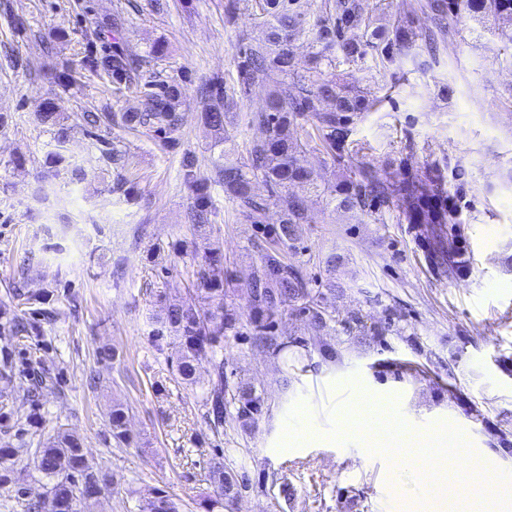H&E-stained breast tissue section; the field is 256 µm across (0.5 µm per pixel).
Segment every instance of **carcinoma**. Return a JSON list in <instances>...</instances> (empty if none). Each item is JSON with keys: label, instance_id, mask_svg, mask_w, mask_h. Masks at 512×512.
<instances>
[{"label": "carcinoma", "instance_id": "cac0c4a2", "mask_svg": "<svg viewBox=\"0 0 512 512\" xmlns=\"http://www.w3.org/2000/svg\"><path fill=\"white\" fill-rule=\"evenodd\" d=\"M250 11L252 19L262 29V39L245 45L237 64L238 87L220 83L207 90L203 101V123L220 134L216 145L221 147L213 162V175L203 176L196 160L186 156L182 160L185 183L193 194V203L187 213L188 226L195 231L211 229L213 206L212 186L219 185L238 205L241 213L253 224L263 223L267 200L256 197L252 181L260 178L269 185L281 219L274 231V245L260 255L248 288L245 289L246 312L241 314L224 307V279L219 240H214L204 261L192 270L197 288L180 304L168 305L152 318L153 336L170 339L177 345L176 361L169 366L184 383H196L198 365L206 362L212 367L207 385L202 387V401L207 408L210 425L215 430L224 428L226 418L246 425L263 412L265 390H257L251 383L232 385L224 372V336L237 332L242 321L252 326V347L259 352L279 354L286 348L275 335V318L289 301L300 304L307 314L312 335L318 336L332 315L315 302L302 273L288 265L287 252L299 237V225L308 223L306 200L293 194L295 185L308 186L323 198L326 207L336 213L349 214L369 209L374 202L392 203L389 185L382 182L377 172L365 166L357 179H343L332 185L304 161L307 144L290 134V127L299 121L311 125L315 140L326 152H333L348 141L353 118L370 111L374 101L362 91H351L340 83L338 68L344 64L372 59L375 68L388 69L397 59L412 53L436 55L441 42L448 36L445 20L448 15L479 14L512 26V0H425L415 6L402 0L404 13L415 9L430 15L435 26L416 31L404 24L402 16L395 17L391 27L374 25L371 15L365 13L363 0H321L318 18L309 23L304 0H227L224 12L233 18L240 2ZM311 25L312 52L310 67L297 68L290 42L295 33ZM91 67L100 69L117 81L126 79L132 67L130 56L118 53L101 59L89 60ZM254 84H270L273 89L265 107L252 117L265 131L263 140L249 151V162H224V153L234 149V135L230 113L234 109L237 92H245ZM143 109L124 112L123 126L130 131L145 129L154 132L165 143L177 140L181 116L178 109L183 92L165 80L149 84ZM36 120L54 131L58 150L47 154L45 164L57 168L64 162L61 149L70 141L76 128L95 127L112 121V114L84 112L79 123L69 125L52 102L38 106ZM401 197L396 206L404 209L419 224H443L444 212L431 205L440 197L438 178H419L408 173L399 181ZM219 300L214 308L206 301ZM37 330L36 325L14 316L0 322V340ZM112 439L126 443V411L121 405L112 407L109 414ZM29 446L21 443L0 448V467L8 469L14 459L28 453ZM34 467L48 480L47 495L51 512H79V504L92 498L106 476L96 472L88 459L83 441L68 432L38 443L33 456ZM214 497L205 500L206 512L238 502L248 489L245 464L234 466L219 457L210 463ZM142 512H181V504L162 490H155L145 500Z\"/></svg>", "mask_w": 512, "mask_h": 512}]
</instances>
